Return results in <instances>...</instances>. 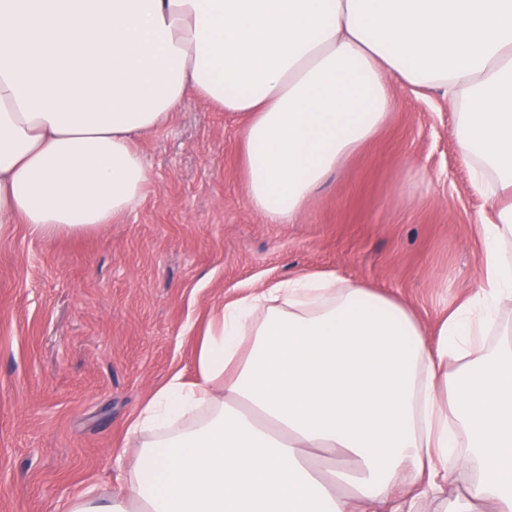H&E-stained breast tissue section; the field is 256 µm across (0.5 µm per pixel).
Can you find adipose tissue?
<instances>
[{
    "mask_svg": "<svg viewBox=\"0 0 512 512\" xmlns=\"http://www.w3.org/2000/svg\"><path fill=\"white\" fill-rule=\"evenodd\" d=\"M448 95L477 192L478 290L428 342L395 299L303 274L214 308L196 378L126 431L125 477L65 512H512V0H0V233L100 229L141 204L135 147L187 94L244 121L251 205L289 223L391 111Z\"/></svg>",
    "mask_w": 512,
    "mask_h": 512,
    "instance_id": "1",
    "label": "adipose tissue"
}]
</instances>
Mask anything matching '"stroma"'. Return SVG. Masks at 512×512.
I'll return each mask as SVG.
<instances>
[{"label":"stroma","mask_w":512,"mask_h":512,"mask_svg":"<svg viewBox=\"0 0 512 512\" xmlns=\"http://www.w3.org/2000/svg\"><path fill=\"white\" fill-rule=\"evenodd\" d=\"M393 111L292 222L250 204L242 124L187 95L136 147L142 204L100 230L0 236V512H64L111 490L130 420L171 374L195 379L212 308L301 273L401 301L425 334L479 286L478 193L441 94L392 81Z\"/></svg>","instance_id":"35a3bbf8"}]
</instances>
